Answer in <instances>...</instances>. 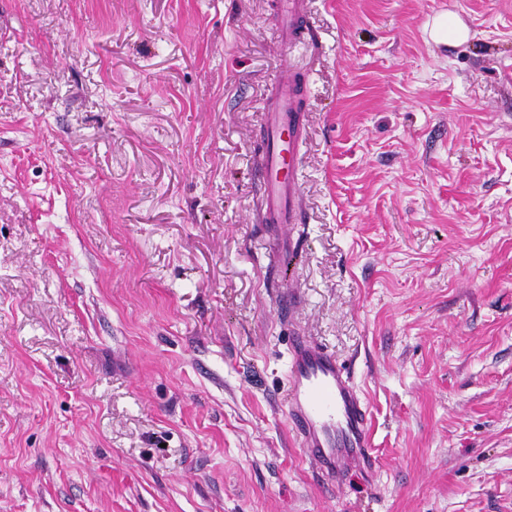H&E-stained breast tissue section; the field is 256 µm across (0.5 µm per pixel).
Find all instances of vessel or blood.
<instances>
[{"mask_svg": "<svg viewBox=\"0 0 512 512\" xmlns=\"http://www.w3.org/2000/svg\"><path fill=\"white\" fill-rule=\"evenodd\" d=\"M304 0H279L282 45L307 40ZM270 141L260 158L259 219L265 224H299L301 206L298 146L305 137L302 85L283 67L269 114ZM288 424L310 463L329 483L355 470L372 478L376 465L369 406L349 369L331 352L300 334L289 344L286 373Z\"/></svg>", "mask_w": 512, "mask_h": 512, "instance_id": "vessel-or-blood-1", "label": "vessel or blood"}]
</instances>
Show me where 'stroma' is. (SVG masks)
Masks as SVG:
<instances>
[{
    "label": "stroma",
    "instance_id": "1",
    "mask_svg": "<svg viewBox=\"0 0 512 512\" xmlns=\"http://www.w3.org/2000/svg\"><path fill=\"white\" fill-rule=\"evenodd\" d=\"M306 4L289 53L276 0H0V512H512V0ZM288 63L293 233L255 216ZM296 330L373 481L292 435ZM286 378L288 424L310 463L331 484L350 470L371 480L376 465L372 420L349 369L293 333Z\"/></svg>",
    "mask_w": 512,
    "mask_h": 512
}]
</instances>
